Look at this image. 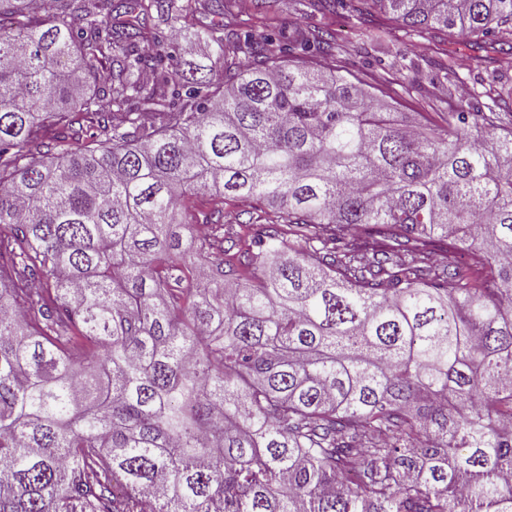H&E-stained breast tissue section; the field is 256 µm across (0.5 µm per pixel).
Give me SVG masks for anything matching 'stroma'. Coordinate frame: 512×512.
Segmentation results:
<instances>
[{
  "label": "stroma",
  "mask_w": 512,
  "mask_h": 512,
  "mask_svg": "<svg viewBox=\"0 0 512 512\" xmlns=\"http://www.w3.org/2000/svg\"><path fill=\"white\" fill-rule=\"evenodd\" d=\"M257 0H238L240 28L263 32L275 30L279 47L285 48L306 28L335 29L337 41L333 63L365 83L381 88L393 98L395 111L411 124L440 129L446 113L458 105L459 87L470 89L495 85L499 97L495 109L512 112V70L498 71L492 64H477L461 39L443 31L406 33L400 23L359 0L332 15H324L300 5L299 0H276L260 14ZM458 56L456 75L445 79L439 63L447 50Z\"/></svg>",
  "instance_id": "obj_1"
}]
</instances>
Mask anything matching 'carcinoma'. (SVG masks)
<instances>
[{"mask_svg": "<svg viewBox=\"0 0 512 512\" xmlns=\"http://www.w3.org/2000/svg\"><path fill=\"white\" fill-rule=\"evenodd\" d=\"M369 2L512 67V0ZM236 5L217 78L140 22L197 0H0V512H512L494 89L407 127L322 71L331 31L277 53Z\"/></svg>", "mask_w": 512, "mask_h": 512, "instance_id": "carcinoma-1", "label": "carcinoma"}]
</instances>
